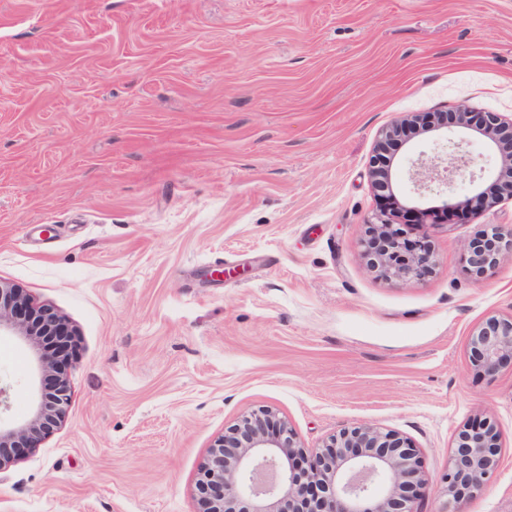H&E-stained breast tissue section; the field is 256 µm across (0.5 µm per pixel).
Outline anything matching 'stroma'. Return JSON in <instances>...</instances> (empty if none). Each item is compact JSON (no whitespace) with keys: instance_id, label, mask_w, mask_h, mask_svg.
<instances>
[{"instance_id":"stroma-1","label":"stroma","mask_w":512,"mask_h":512,"mask_svg":"<svg viewBox=\"0 0 512 512\" xmlns=\"http://www.w3.org/2000/svg\"><path fill=\"white\" fill-rule=\"evenodd\" d=\"M456 110L512 115V0H0V280L76 331L68 413L0 475V512H200L209 448L262 407L308 448L407 437L421 512L457 431L492 417L500 464L464 510L512 512V368L466 356L512 312V258L477 281L462 253L512 201L418 226L417 283L361 245L382 129ZM432 151L395 152L401 204L440 205L407 178ZM35 365L0 340L15 420Z\"/></svg>"}]
</instances>
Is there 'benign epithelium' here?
Returning <instances> with one entry per match:
<instances>
[{"instance_id":"obj_1","label":"benign epithelium","mask_w":512,"mask_h":512,"mask_svg":"<svg viewBox=\"0 0 512 512\" xmlns=\"http://www.w3.org/2000/svg\"><path fill=\"white\" fill-rule=\"evenodd\" d=\"M469 116L457 113L448 127L473 131L499 151L502 139L512 142L511 116L486 113L483 127L475 126ZM420 123L421 116L414 114L382 131L370 170L374 190L393 188L391 166L382 164L380 154L396 131L416 126L421 136L441 129L422 128ZM408 176L420 199L438 185L443 194L440 211L448 214L469 210V199L457 198L452 189L464 176L475 195L484 198V206L512 200V154L497 173L485 178L458 143L448 153L419 156L410 163ZM362 245L371 267L388 278L418 282L432 270L429 241L412 236L406 225L391 222L383 211L366 225ZM463 252L470 275L482 277L504 255H512V226L479 231L463 244ZM0 335L38 350L40 372L56 380L54 389L41 393L32 417L21 423L9 418L16 381L0 378L2 474L62 423L70 400L67 342L75 332L63 315L35 304L19 286L0 281ZM468 361L472 371L485 376L512 361V314L490 315L472 328ZM500 452L495 420L476 418L463 425L441 478L446 502L437 512H462V504L492 479ZM426 486L419 450L399 433L363 423L339 431L321 448L308 449L271 408L242 417L229 434L216 439L197 480L204 512H419Z\"/></svg>"}]
</instances>
